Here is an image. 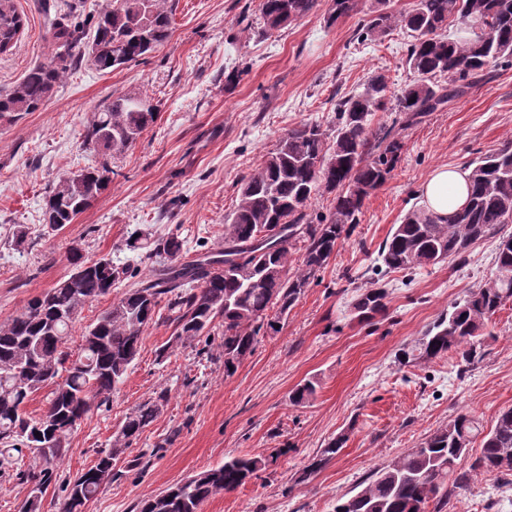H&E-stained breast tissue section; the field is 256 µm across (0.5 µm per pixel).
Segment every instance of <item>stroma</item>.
<instances>
[{
  "label": "stroma",
  "mask_w": 512,
  "mask_h": 512,
  "mask_svg": "<svg viewBox=\"0 0 512 512\" xmlns=\"http://www.w3.org/2000/svg\"><path fill=\"white\" fill-rule=\"evenodd\" d=\"M168 41L147 60L112 72L89 62L68 70L39 111L0 122V324L71 271L67 257L131 253L133 229L181 234L191 249L224 247V217L238 202L243 177L257 169L288 129L304 123L333 130L336 107L382 74L390 94L415 76L406 64L407 33L395 30L364 43L354 30L377 6L359 0L357 12L327 24L331 0L287 28L266 34L260 0H174ZM27 25L12 51L0 54V92L56 45L42 0H15ZM235 81H227L231 71ZM147 98L156 122L122 154L89 149L86 129L115 95ZM402 160L366 200L359 224L339 247L277 332L261 338L232 376L224 374L220 336L211 361L191 342L175 341L167 308L144 333L138 358L107 406L92 410L72 433L69 453L43 495L44 512H58L62 479L94 464L111 447L127 413L163 398L156 421L127 449L120 474L105 484L86 512H137L144 498L233 456H260L266 468L231 493L207 500L202 512H333L337 498L460 413L490 429L512 407V301L491 319L479 361L458 353L398 361L401 348L450 303L495 271L497 242L474 244L467 264L441 263L384 278L387 313L359 321L353 304L363 273L378 263V246L421 200L436 167H460L512 140V65L488 68L469 92L402 131ZM108 165L106 192L61 231L42 223L43 199L61 176L87 165ZM25 230L17 239V230ZM168 357H160L161 348ZM316 383L308 403L290 395ZM336 458L308 481L305 467L333 438ZM450 512H512V487L471 474L456 490Z\"/></svg>",
  "instance_id": "obj_1"
}]
</instances>
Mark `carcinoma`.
Here are the masks:
<instances>
[{
  "mask_svg": "<svg viewBox=\"0 0 512 512\" xmlns=\"http://www.w3.org/2000/svg\"><path fill=\"white\" fill-rule=\"evenodd\" d=\"M320 0H261L265 31H279L314 12ZM380 7L363 21L357 37L365 41L400 28L411 37L406 62L418 79L396 99V122L372 128L377 112L387 109L386 82L371 78L364 90L342 98L336 108L335 135L321 125L301 123L279 139L262 166L244 178L238 204L224 219V250L186 259L185 240L177 233L155 239L142 232L126 246L139 260L153 264V276L131 284L86 329L76 353L64 350L66 338L89 302L112 294V288L133 277L129 263L104 256L83 259L70 253L77 287L62 281L32 298L25 309L0 327V478L30 481L22 512H42L43 493L53 478V465L68 452L66 441L91 403L108 402L123 383L142 348L144 332L157 314L162 297L173 314L178 339L195 340L221 329L224 375L234 374L252 355L259 339L276 331L281 316L306 288L360 222L366 200L396 168L404 148L400 129L421 121L453 98L466 95L483 77L486 66L512 59V0H415L409 11ZM359 0H332L327 23L358 10ZM52 37L57 52L50 61L31 68L7 93H0V120L12 122L39 110L52 96L67 69L85 57L98 71L137 63L169 38L173 5L167 0H114L111 10L78 19L53 0ZM473 17L485 20L483 38L465 34ZM457 35L444 34L448 24ZM25 21L15 0H0V45L15 43ZM91 41H85L86 31ZM148 99L118 95L95 113L85 141L104 155L122 153L157 118ZM470 193L455 211L456 222L444 221L423 208L406 213L401 224L379 247L387 272L414 271L449 261L467 262L470 246L460 244L463 231L475 240H498L495 273L465 298L448 305L432 325L401 348L405 360H432L455 351L473 362L487 322L512 300V141L497 152L467 162ZM105 168L83 167L63 176L46 193L43 221L53 231L73 222L109 187ZM331 194L329 215L312 219L307 210L319 194ZM388 291L380 280L361 289L354 303L359 319L370 321L386 311ZM50 388L46 410L31 417L26 405L40 390ZM316 391L311 380L299 385L291 402L301 405ZM156 400L138 406L125 419L113 447L98 452L93 466L66 482L67 495L59 512H84L104 484L118 475L117 462L160 412ZM480 434L477 421L459 414L427 436L416 448L377 469L348 498L336 500L334 512H442L454 489L448 475L469 455ZM482 435V434H480ZM329 441L300 476L305 482L343 448ZM30 454L22 468L18 459ZM512 408L482 435L471 469L497 476L512 485ZM265 462L235 457L196 473L140 502L138 512H200L211 496L231 493L258 477Z\"/></svg>",
  "mask_w": 512,
  "mask_h": 512,
  "instance_id": "1",
  "label": "carcinoma"
}]
</instances>
